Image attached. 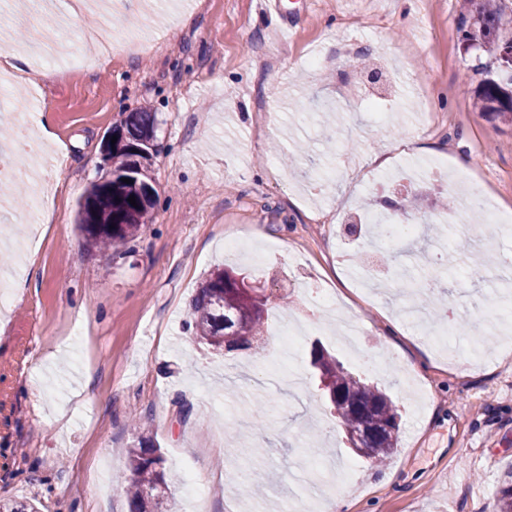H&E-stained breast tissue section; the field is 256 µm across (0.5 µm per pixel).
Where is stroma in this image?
Masks as SVG:
<instances>
[{
	"instance_id": "obj_1",
	"label": "stroma",
	"mask_w": 512,
	"mask_h": 512,
	"mask_svg": "<svg viewBox=\"0 0 512 512\" xmlns=\"http://www.w3.org/2000/svg\"><path fill=\"white\" fill-rule=\"evenodd\" d=\"M283 2L296 11L287 38L260 0H115L96 15L56 0L72 13L63 50L78 64L16 89L7 109L13 121L46 124L65 156L43 206L55 234L32 245L25 208L0 204V250L27 282L0 313V500L128 512L116 476L138 428L160 444L181 512H196L183 492L189 470L206 485L205 512H280L296 498L319 510L330 496L320 458L353 464L351 512H486L485 494L512 484V327H488L494 342L476 363L463 327L512 294L504 282L489 288L457 247L487 218L446 224L442 262L421 260L412 279L441 305L452 328L446 350L428 346L411 301L362 285L352 267L372 227L346 230L349 216L431 185L438 193L422 200V215L437 217L442 196L462 202L460 188L433 177L440 159L468 160L474 187L512 214V127L464 94L481 76L459 40L460 2ZM147 11L142 48L93 67ZM140 110L156 117L157 199L132 251L110 261L86 245L77 203L106 174V133ZM305 142L315 165L301 177L281 156ZM492 227L494 240L476 247L498 263L512 257V222ZM230 234L239 253L224 250ZM220 263L245 270L271 294V312L306 327L298 351L282 350L273 321L263 349L226 355L186 331L201 276ZM304 281L348 295L368 348L385 351L384 369L343 349L334 318L301 293ZM387 318L403 333L385 343ZM316 342L395 402L399 447L381 471L347 447L324 405L310 365ZM259 403L261 426L242 430ZM246 467L268 479L242 495L224 475Z\"/></svg>"
}]
</instances>
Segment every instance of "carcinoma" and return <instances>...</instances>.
I'll list each match as a JSON object with an SVG mask.
<instances>
[{
	"mask_svg": "<svg viewBox=\"0 0 512 512\" xmlns=\"http://www.w3.org/2000/svg\"><path fill=\"white\" fill-rule=\"evenodd\" d=\"M502 8L493 0H463L458 19V31L464 51L477 48L498 57L502 42L499 30ZM512 73L500 78H488L475 90L477 111L512 126ZM115 128L122 131L126 145L112 153V201L103 200L105 183L94 182L79 202L78 224L87 245L115 260L131 250L130 243L146 224L151 204H145L143 190L151 185L148 166L132 151L146 141L156 139L154 113L131 112ZM127 177L131 183L117 182ZM135 197L137 206L128 202ZM102 202L112 212L110 225L94 221L85 204ZM234 268L217 266L211 269L192 299L185 325L200 342L213 350L224 351V331L235 322L242 324V339L247 343L264 340L266 318L252 310V303L240 289ZM311 364L319 372L324 395L340 420L344 437L373 431L365 460L379 464L393 456L399 439V413L391 398L378 386L349 372L343 363L325 348L315 346ZM120 479L128 482L126 495L129 512H172L173 497L165 475V458L151 437L138 432L137 440L127 449L126 466Z\"/></svg>",
	"mask_w": 512,
	"mask_h": 512,
	"instance_id": "cac0c4a2",
	"label": "carcinoma"
}]
</instances>
